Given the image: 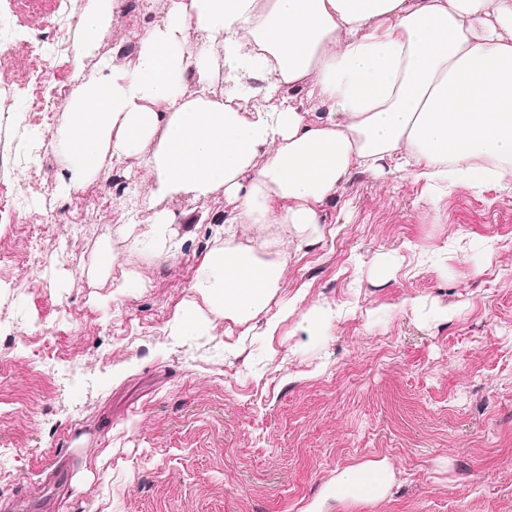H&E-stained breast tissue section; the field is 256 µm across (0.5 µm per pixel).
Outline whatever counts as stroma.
I'll list each match as a JSON object with an SVG mask.
<instances>
[{
    "instance_id": "obj_1",
    "label": "stroma",
    "mask_w": 512,
    "mask_h": 512,
    "mask_svg": "<svg viewBox=\"0 0 512 512\" xmlns=\"http://www.w3.org/2000/svg\"><path fill=\"white\" fill-rule=\"evenodd\" d=\"M84 4L0 0V506L67 457L53 512H512V192L354 172L319 234L238 231L291 245L266 310L183 326L223 196L175 203L165 256L129 234L166 207L137 188L142 157L101 160L99 181L135 188L120 201L42 193L66 162L59 90L97 70ZM39 28L62 42L49 86ZM367 461L393 469L381 500L327 496Z\"/></svg>"
}]
</instances>
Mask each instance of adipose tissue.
Returning a JSON list of instances; mask_svg holds the SVG:
<instances>
[{"mask_svg": "<svg viewBox=\"0 0 512 512\" xmlns=\"http://www.w3.org/2000/svg\"><path fill=\"white\" fill-rule=\"evenodd\" d=\"M116 0H86L83 56L100 58ZM101 60L76 72L62 142L67 195L99 173L104 154L143 156L152 198L223 193L233 210L223 246L203 259L201 306L243 323L281 286L283 252L234 244L236 228L316 230L326 203L355 171L430 184L512 186V0H171L143 34L133 66ZM226 73H219L218 63ZM196 75L189 89L188 75ZM270 93H305L269 111L248 103L243 79ZM224 79L223 92L212 91ZM392 479L384 462L351 467L328 487L374 502Z\"/></svg>", "mask_w": 512, "mask_h": 512, "instance_id": "ef3b65f1", "label": "adipose tissue"}]
</instances>
